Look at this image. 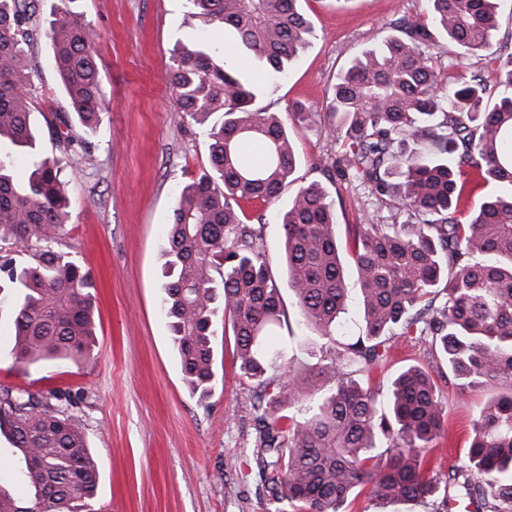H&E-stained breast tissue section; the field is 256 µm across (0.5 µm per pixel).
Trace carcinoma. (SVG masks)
Here are the masks:
<instances>
[{
	"mask_svg": "<svg viewBox=\"0 0 512 512\" xmlns=\"http://www.w3.org/2000/svg\"><path fill=\"white\" fill-rule=\"evenodd\" d=\"M61 0L46 36L79 127L91 130L101 99L95 32ZM219 23L236 56L256 58L265 79L286 76L312 28L298 0H189ZM497 0H427V17L393 22L401 34L355 58L337 76L327 122L301 105L300 121L329 128L342 149L330 162L357 180L404 224H353L350 259L336 233L334 203L317 184L282 214L285 276L300 316L319 330L317 362L278 364L289 331L261 228L243 204L274 205L293 182L297 156L288 127L255 107L264 84L215 58L205 39L178 48L166 79L180 112L211 124L209 167L179 191L165 234L161 311L188 387L206 396L214 373L213 318L233 336L234 362L255 384L253 455L270 500L304 512H347L362 491L378 502L419 501L447 512H512V393L492 399L474 423L462 465L443 480L428 452L448 430L429 370L404 367L387 411L369 377L394 336L426 341L468 385L512 376V55L496 58L504 79L479 74L441 83L433 33L469 53L487 49ZM37 0H0V241L33 251L20 263L0 250V304L12 318V355L26 366L88 359L95 345L91 274L51 242L66 231L70 203L60 160L36 157L23 180L8 147L31 148L27 67ZM220 118L210 123L215 114ZM65 155L85 151L69 118L46 121ZM495 190L459 218L467 171ZM361 286L362 333H343L347 271ZM0 435L18 461L25 493L0 486V512H93L99 475L79 424L48 398L0 390Z\"/></svg>",
	"mask_w": 512,
	"mask_h": 512,
	"instance_id": "obj_1",
	"label": "carcinoma"
}]
</instances>
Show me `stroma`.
Wrapping results in <instances>:
<instances>
[{
	"instance_id": "obj_1",
	"label": "stroma",
	"mask_w": 512,
	"mask_h": 512,
	"mask_svg": "<svg viewBox=\"0 0 512 512\" xmlns=\"http://www.w3.org/2000/svg\"><path fill=\"white\" fill-rule=\"evenodd\" d=\"M313 35L285 79L269 82L259 101L287 124L298 158L293 181L277 204L248 208L262 223L276 277H283L279 216L300 188L321 184L334 202L338 227L396 213L359 183L329 176L339 149L318 127L294 121L293 104L324 112L336 75L361 52L391 35V22L427 12L426 0H300ZM93 25L92 53L101 79L99 122L83 132L86 150L63 162L71 220L53 243L88 270L95 283L96 340L91 358L26 366L14 362L12 322L0 316V388L33 392L60 388L81 424L98 465L95 512H274L251 455L256 412L254 385L233 362V342L216 336L213 386L208 395L187 387L167 319L159 309L165 227L177 191L209 166L208 128L182 118L165 79L174 49L204 37L224 44V32L193 14L189 0H73ZM489 50L462 55L441 37L437 52L455 72L490 78V58L512 53V0L498 4ZM33 85L30 121L40 155L55 156L45 120L69 111L48 39L28 52ZM429 368L441 389L448 437L430 454L448 475L465 458L472 422L512 380L461 389L447 364L424 342L391 341V356L374 374L387 394L399 370Z\"/></svg>"
}]
</instances>
